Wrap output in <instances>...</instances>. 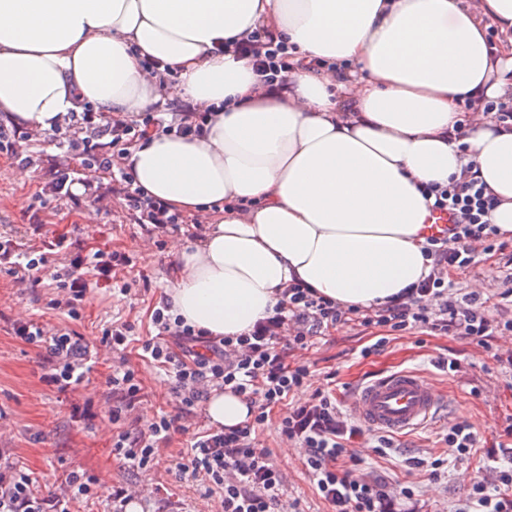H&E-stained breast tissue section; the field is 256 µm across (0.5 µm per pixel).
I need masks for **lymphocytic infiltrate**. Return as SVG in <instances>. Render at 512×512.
<instances>
[{
  "label": "lymphocytic infiltrate",
  "mask_w": 512,
  "mask_h": 512,
  "mask_svg": "<svg viewBox=\"0 0 512 512\" xmlns=\"http://www.w3.org/2000/svg\"><path fill=\"white\" fill-rule=\"evenodd\" d=\"M240 57L249 59L266 90L287 86L296 51L287 38L266 29L256 30L236 47ZM211 108L190 101L149 112L144 117L116 118L83 107L70 113L62 125L46 135V142L62 148L64 161L49 160L33 149L28 128L0 117V157L24 167L48 166L45 196L77 202L73 187L79 173L95 170L109 178L108 192L87 190L95 202L116 195L124 200L135 223L148 231L163 233L182 224L181 213L161 199H154L134 185L131 171L119 164L128 148L154 135L204 137ZM431 212L451 216L447 234L426 238V255L432 269L407 295L366 310L340 306L317 296L311 288L295 282L285 290V302L277 305L265 320L237 336H213L169 313L167 300L153 310L156 336L143 339L140 349L167 377L175 398L177 414H158L143 429L125 430L124 421L144 396L143 382L136 368L122 365L113 369L107 383L116 396L111 420L117 432L112 454L133 471L154 466L158 448L167 444L178 429L179 418L196 414L212 390L228 391L247 399L251 419L233 427H207L193 432L177 465V475L193 480L219 497V512H275L287 492L282 470L268 449L258 444V432L279 404H288L280 419L278 433L302 450V462L318 496L331 512H404L414 490L402 486L393 490L380 479L361 472L352 447L365 435L362 425L348 421L332 391L318 390L307 402H290L289 397L304 387L309 369L289 363L290 352L307 348L313 337L353 321L363 327L380 326L393 332L418 328L434 336L471 337L487 344L501 324L491 315L486 299L477 293L453 294L449 272L476 263L475 244L484 253L496 251L497 237L489 216L497 206L485 185L465 177L448 183L428 185ZM30 233L41 245L20 249L12 238L0 235V272L19 282L38 286L51 277L61 292L55 307L76 320L83 301L99 280L110 283L113 292L127 291L125 282L114 279L115 267L131 266V257L97 250L76 254L65 272L55 270L53 242L43 240L44 225L39 211L28 217ZM11 332L25 343L42 349L41 382L60 396H68L88 378L95 352L69 328L46 332L34 320L16 321ZM95 476L76 470L64 474V495H44L38 480L23 466L0 454V512H70L72 499L89 495ZM456 512H512V466L499 469L495 486L472 485Z\"/></svg>",
  "instance_id": "f902f5d3"
}]
</instances>
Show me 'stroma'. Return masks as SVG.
I'll list each match as a JSON object with an SVG mask.
<instances>
[{
    "mask_svg": "<svg viewBox=\"0 0 512 512\" xmlns=\"http://www.w3.org/2000/svg\"><path fill=\"white\" fill-rule=\"evenodd\" d=\"M17 169V164L0 158V233L28 243V211L36 204L51 236L79 240L88 252L102 249L129 255L133 264L122 272L127 295L93 289L84 301L81 319L71 323L48 307L50 300L59 298L58 289L44 284L27 288L0 274V452L32 471L47 494L63 493L61 478L66 471L84 470L94 475L93 495L74 502L73 512H111L116 485L137 492L141 498L137 512H217L215 498L206 496L198 483L180 480L175 474L185 433L208 425L206 412L183 419V431L175 433L168 447L159 449L148 473L129 471L113 456L110 415L115 400L106 384L113 368L123 363L136 366L144 383L145 395L133 411L130 425L140 427L157 414L174 412L175 402L169 382L140 358L136 345L115 351L102 341L103 328L114 321L134 324L136 337L156 335L151 312L171 276L170 245L176 238L197 239L199 230L188 223L175 237L159 240L147 236L113 198L92 209L66 200L39 204L43 170L32 169L30 179L23 182L16 176ZM490 264L495 272L489 276L485 269ZM450 278L463 291H480L493 318H512V301L503 298L512 290V268L502 260L482 256L474 267L452 272ZM27 318L49 329L71 325L96 351L97 362L88 381L68 398L57 397L40 382L37 350L12 335L11 323ZM374 341L371 331L349 322L329 330L308 349L295 351L293 362L307 365L311 376L293 397L304 400L315 389L329 388L335 390L347 412L352 394L369 380L397 370L421 373L442 398L439 415L428 427L396 435L389 455L358 449L360 468L393 485L413 486L414 512H455L474 482L494 484L497 468L506 456L499 443L504 428L512 423V371L500 367L495 357L512 352V333L503 332L484 346L465 336H431L410 330L397 333L379 353L362 357V348ZM450 358L457 362L452 371L445 365ZM76 404L88 406L89 416L74 419L72 407ZM280 415V410L272 411L259 439L288 476L287 500L298 503L301 512H327L302 467L300 449L278 434ZM455 421L474 427L481 441L478 453L449 457L446 472L438 478L430 477L423 468L408 469L407 458L427 459L445 451L443 436Z\"/></svg>",
    "mask_w": 512,
    "mask_h": 512,
    "instance_id": "1",
    "label": "stroma"
}]
</instances>
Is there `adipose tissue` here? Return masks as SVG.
Returning a JSON list of instances; mask_svg holds the SVG:
<instances>
[{
    "label": "adipose tissue",
    "instance_id": "obj_1",
    "mask_svg": "<svg viewBox=\"0 0 512 512\" xmlns=\"http://www.w3.org/2000/svg\"><path fill=\"white\" fill-rule=\"evenodd\" d=\"M260 28L303 61L286 92H263L234 51ZM145 58L176 82L156 84ZM508 92L512 0H0V112L34 134L85 103L219 105L204 139L142 140L125 159L149 196L222 212L172 242L164 292L215 336L251 329L294 282L345 307L402 294L431 270L422 189L465 166L512 238V127L482 110ZM206 413L234 427L249 406L215 391Z\"/></svg>",
    "mask_w": 512,
    "mask_h": 512
}]
</instances>
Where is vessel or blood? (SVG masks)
I'll return each instance as SVG.
<instances>
[{
	"label": "vessel or blood",
	"instance_id": "vessel-or-blood-1",
	"mask_svg": "<svg viewBox=\"0 0 512 512\" xmlns=\"http://www.w3.org/2000/svg\"><path fill=\"white\" fill-rule=\"evenodd\" d=\"M440 403L438 393L422 375L400 370L360 386L354 396L353 409L369 429L397 434L429 424Z\"/></svg>",
	"mask_w": 512,
	"mask_h": 512
}]
</instances>
